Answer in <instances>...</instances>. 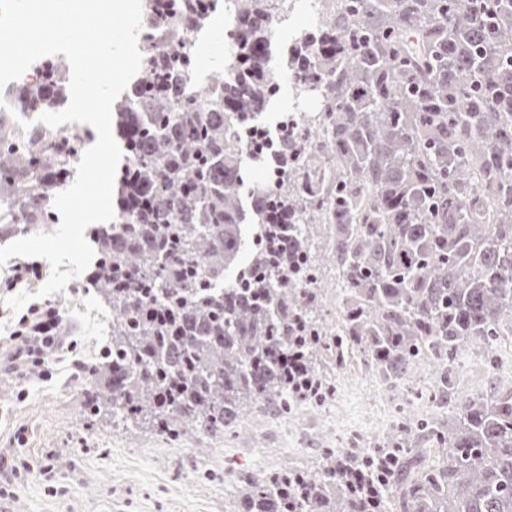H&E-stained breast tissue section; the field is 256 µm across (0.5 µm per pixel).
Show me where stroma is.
Wrapping results in <instances>:
<instances>
[{
	"label": "stroma",
	"mask_w": 512,
	"mask_h": 512,
	"mask_svg": "<svg viewBox=\"0 0 512 512\" xmlns=\"http://www.w3.org/2000/svg\"><path fill=\"white\" fill-rule=\"evenodd\" d=\"M72 280L55 293L81 357L100 347L93 317L99 300ZM17 400L9 377L0 378V452L32 465L53 456L51 479L21 483L12 512H224V450L207 437L190 438L179 451H161L153 434L126 436L111 416L83 413V379L60 363L52 380L33 381ZM24 445H16V436Z\"/></svg>",
	"instance_id": "obj_1"
}]
</instances>
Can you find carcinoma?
<instances>
[{
	"label": "carcinoma",
	"mask_w": 512,
	"mask_h": 512,
	"mask_svg": "<svg viewBox=\"0 0 512 512\" xmlns=\"http://www.w3.org/2000/svg\"><path fill=\"white\" fill-rule=\"evenodd\" d=\"M288 0H146L143 63L113 106L134 202L95 228L88 287L112 337L85 365L88 417L173 441L218 437L259 410L285 413L328 391L335 369L374 361L407 381L425 363L444 408L366 455L391 464L398 512H512V389L454 391L464 348L512 342V0H344L279 48ZM224 8V77L200 89L188 37ZM19 91L66 101L61 65ZM321 112L280 132L279 176L243 191L228 119L266 118L280 80ZM86 145L77 129L37 149L0 131V206L11 224L52 220L51 199ZM336 178L319 177L326 166ZM336 266L307 297L285 278ZM299 344L321 388L271 361ZM327 450L270 472L242 469L233 512H362Z\"/></svg>",
	"instance_id": "obj_1"
}]
</instances>
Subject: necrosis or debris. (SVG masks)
Here are the masks:
<instances>
[{"label":"necrosis or debris","instance_id":"1","mask_svg":"<svg viewBox=\"0 0 512 512\" xmlns=\"http://www.w3.org/2000/svg\"><path fill=\"white\" fill-rule=\"evenodd\" d=\"M15 83L0 88V121L15 124L30 121L23 139L45 141L58 138L59 130L38 123L39 109L18 103ZM512 388V348L495 356L465 349L462 366L455 380L460 397L481 391L487 380ZM373 404H366V394ZM441 407L418 393L414 385L401 382L380 369L366 375L337 377L330 396L319 402H298L289 412H263L246 420L240 428L224 433V460L247 462L252 466L276 470L287 466L290 458L302 453L319 455L325 447L371 448L380 440L412 420L439 416Z\"/></svg>","mask_w":512,"mask_h":512}]
</instances>
